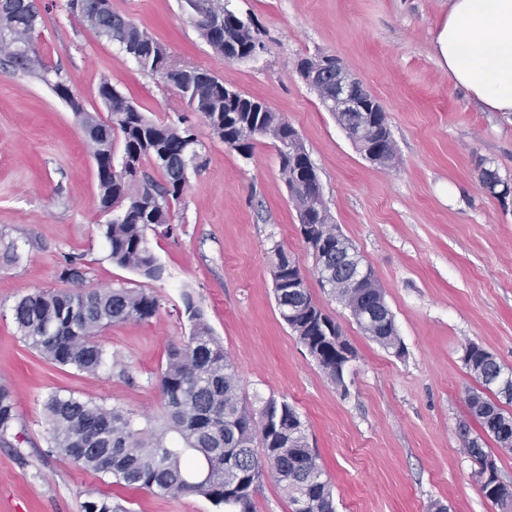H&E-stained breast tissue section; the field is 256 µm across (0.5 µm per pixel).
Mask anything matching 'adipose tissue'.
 Segmentation results:
<instances>
[{
    "label": "adipose tissue",
    "instance_id": "obj_1",
    "mask_svg": "<svg viewBox=\"0 0 512 512\" xmlns=\"http://www.w3.org/2000/svg\"><path fill=\"white\" fill-rule=\"evenodd\" d=\"M433 49L458 85L512 115V0H448Z\"/></svg>",
    "mask_w": 512,
    "mask_h": 512
}]
</instances>
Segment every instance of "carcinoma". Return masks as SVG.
Masks as SVG:
<instances>
[{"mask_svg":"<svg viewBox=\"0 0 512 512\" xmlns=\"http://www.w3.org/2000/svg\"><path fill=\"white\" fill-rule=\"evenodd\" d=\"M38 18L36 8L22 5L21 0H0V33L9 34L8 41H0V53H5L15 69L36 75L68 104L94 160L112 167V176L98 183L102 211H116L104 228L112 263L157 279L161 267L148 246L147 231L154 224L172 230L171 205L183 196L189 168L201 166L194 129L181 120L168 123L147 118L107 81L98 88L109 112L105 120L68 100V83L60 71L36 56L25 58L22 51L37 31ZM87 24L124 52L128 45H138L140 67L161 73L162 65L150 55L157 42L131 20L109 8L92 15ZM196 26L222 56L244 55L258 42L252 20L231 9L219 32L199 21ZM184 76L182 98L188 108L194 109L196 103L206 108L202 113L205 123L229 149L248 157L260 137L277 143L282 178L297 212L302 239L315 260L320 287L352 312L365 335L395 355H403L394 317L387 315L374 277H367L365 287L360 288L337 264L335 225L311 177L315 169L297 130L264 102L233 90L205 69L188 66ZM338 119L350 132L364 127L368 146L377 151L381 163L390 164L396 149L381 106L369 101L365 111L343 112ZM117 134L122 155L116 166ZM147 163L160 172L162 181L143 172ZM274 257L273 284L281 319L331 382L345 387L339 356L350 343L341 339L336 320L313 300L301 265H289L292 257L279 246L274 248ZM61 277L78 289L35 290L12 307V319L23 340L60 366L100 372L112 364V353L100 342V334L114 324L147 321L160 306L157 296L143 288L83 286L85 272L74 260L67 262ZM183 299L191 332L186 342L169 349L158 378L163 425L144 427L134 413L119 407L54 393L44 403L50 451L127 486L160 495L195 494L224 512H254V487L269 469L287 491L292 512H335L332 490L321 478L323 469L308 446L299 413L288 401L272 397L258 409L249 408L239 395L234 366L202 309L191 294H184ZM360 308L373 309L370 324L359 318ZM464 362L478 384L468 391L466 403L482 434L473 436L470 427L462 424L463 444L469 448L485 497L496 505L512 501V484L498 474L486 477L481 470L489 456L483 436L512 451V442L502 438V432L512 431V395L502 389L503 379L512 378V369L478 345L466 348ZM16 421L13 391L0 384L1 447H13ZM82 510L128 512L107 494L88 495Z\"/></svg>","mask_w":512,"mask_h":512,"instance_id":"cac0c4a2","label":"carcinoma"}]
</instances>
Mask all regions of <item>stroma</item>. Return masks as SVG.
I'll use <instances>...</instances> for the list:
<instances>
[{
  "label": "stroma",
  "instance_id": "stroma-1",
  "mask_svg": "<svg viewBox=\"0 0 512 512\" xmlns=\"http://www.w3.org/2000/svg\"><path fill=\"white\" fill-rule=\"evenodd\" d=\"M165 49L170 61L209 70L264 101L298 131L333 224L356 246L383 291L404 356L371 341L348 308L320 288L315 263L279 170L272 139L251 156L229 150L177 89L71 16L67 0H34L33 44L59 68L84 109L107 118V81L155 121L188 116L203 164L190 170L172 206L176 235L149 230L163 267L149 280L108 257L96 167L71 108L39 79L0 58V382L14 392L20 434L0 447V512H82L87 494L107 493L128 512H217L208 500L123 488L49 447L43 403L54 392L91 398L160 422L157 376L168 346L191 326L192 293L224 345L248 406L287 400L306 426L332 484L336 512H499L472 477L458 428L476 382L463 360L477 344L512 368V204L483 188L480 167L512 178V116L491 112L440 67L433 51L448 0H229L251 17L263 49L225 61L202 38L185 0H111ZM333 54L383 106L396 146L393 164L366 159L296 70ZM299 258L315 302L335 318L356 352L340 391L281 320L272 250ZM88 285H125L158 296L143 322L107 329L102 344L123 364L88 374L48 362L22 340L14 303L60 289L69 257Z\"/></svg>",
  "mask_w": 512,
  "mask_h": 512
}]
</instances>
